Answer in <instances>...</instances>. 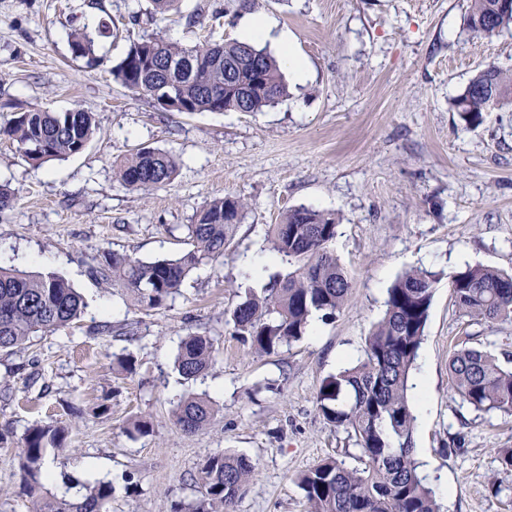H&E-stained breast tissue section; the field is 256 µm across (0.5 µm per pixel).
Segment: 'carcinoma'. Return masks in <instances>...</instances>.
<instances>
[{
  "label": "carcinoma",
  "mask_w": 512,
  "mask_h": 512,
  "mask_svg": "<svg viewBox=\"0 0 512 512\" xmlns=\"http://www.w3.org/2000/svg\"><path fill=\"white\" fill-rule=\"evenodd\" d=\"M468 27L488 38L512 26V8L501 0H469ZM72 51L93 54L94 42L83 31L70 35ZM128 90L146 96L164 86L192 102L194 112H262L287 95L276 59L265 48L236 39L183 47L161 38L129 45L111 69ZM466 126H478L483 114L512 107V72L488 66L470 79L452 103ZM96 131L92 113L33 109L17 113L0 134L16 142L29 161L41 165L82 152ZM180 168L173 154L142 147L120 165L128 189L152 190L175 179ZM248 204L232 195L215 197L187 225L191 249L175 258L143 260L104 253L95 273L126 288L139 306H164L199 265L224 258L245 218ZM336 215L312 208L287 211L270 225L268 251L292 267L274 274L262 293L248 291L224 323L259 353L269 354L307 332L312 316L335 315L349 299L352 283L331 249ZM436 275L423 269L404 272L387 292L385 312L366 339L356 365L325 377L315 403L328 424L353 434L364 467L349 468L329 458L300 478L310 512H440L433 489L421 476L414 457L415 417L409 403V378L424 339ZM449 288L459 314L475 322L512 319V273L481 264L456 272ZM82 296L55 273L25 272L0 266V352L10 354L38 335L52 333L79 319ZM215 339L190 333L181 339L175 366L195 380L212 365ZM455 392L476 410L512 415V368L495 355L456 344L448 358ZM215 413L212 401L192 394L173 411L175 424L187 433L206 427ZM67 431L53 423L28 428L19 452L22 483L31 512H106L112 483L95 479L75 497L44 490L41 475L52 451L65 449ZM247 457L216 452L201 468L200 497L179 512H230L238 493L255 474Z\"/></svg>",
  "instance_id": "obj_1"
}]
</instances>
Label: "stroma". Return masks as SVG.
Here are the masks:
<instances>
[{
  "instance_id": "obj_1",
  "label": "stroma",
  "mask_w": 512,
  "mask_h": 512,
  "mask_svg": "<svg viewBox=\"0 0 512 512\" xmlns=\"http://www.w3.org/2000/svg\"><path fill=\"white\" fill-rule=\"evenodd\" d=\"M468 0H180L178 14L151 15L149 0H0V127L40 108L93 113L85 150L35 165L0 136V185L14 200L0 211V265L53 272L84 297L81 319L0 354V512H29L17 445L27 428L54 421L68 451L49 458V492L89 479L111 482L109 512H166L198 498L212 453L244 455L257 473L232 512H308L301 474L324 459L361 463L344 429L318 413L323 378L364 356L365 340L403 272L436 274L425 339L412 373L425 378L426 413L414 424L415 455L442 512H512V416L463 402L448 377L456 336L512 355V321L470 323L451 299V277L469 265L512 271V108L474 128L451 109L469 80L493 65L512 71V28L486 38L465 24ZM262 17L288 32L306 61L304 81L261 112H171L115 81L129 44L161 37L186 47L240 38ZM115 25L114 37L99 36ZM95 40L73 54L70 34ZM179 158L177 177L131 190L119 165L137 147ZM250 208L223 262L200 265L162 308L96 278L105 252L141 259L188 250L187 224L213 197ZM335 213L331 248L352 280L336 316L317 319L298 341L258 354L233 336L224 312L245 290L261 291L278 263L265 237L288 209ZM216 339L206 375L174 368L183 336ZM137 361L128 375L117 367ZM216 409L188 434L172 412L188 394ZM107 402L109 411L94 408ZM146 418L147 435L128 432Z\"/></svg>"
}]
</instances>
